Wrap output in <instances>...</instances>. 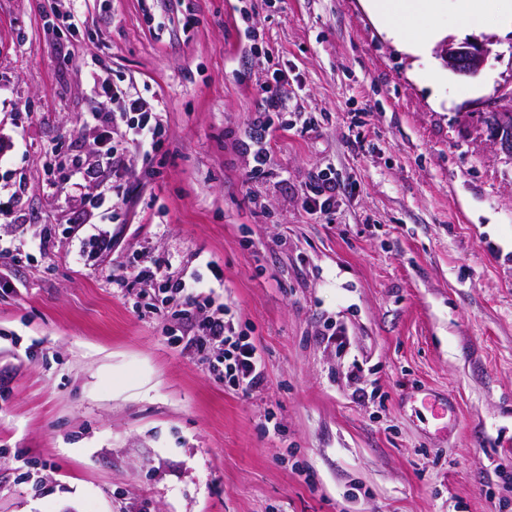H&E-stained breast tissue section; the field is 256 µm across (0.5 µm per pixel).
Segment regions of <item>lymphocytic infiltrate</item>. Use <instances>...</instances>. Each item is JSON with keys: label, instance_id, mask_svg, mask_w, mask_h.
<instances>
[{"label": "lymphocytic infiltrate", "instance_id": "f902f5d3", "mask_svg": "<svg viewBox=\"0 0 512 512\" xmlns=\"http://www.w3.org/2000/svg\"><path fill=\"white\" fill-rule=\"evenodd\" d=\"M99 105L86 120L97 132L98 148L92 158L79 167L81 177L97 180L98 188L90 201L98 210L99 218H116L128 199V178L131 156L141 151L151 154L158 149L163 132V114L158 100L146 99L135 87L121 86L102 80L95 87ZM122 101V111L112 109L113 101ZM282 105L277 92L265 98L263 113L249 124L245 149L253 156L256 166L264 164V146L273 127L272 112ZM171 261L163 260L149 266H130L119 278L121 287L140 286L153 289L163 308L175 311L195 307L203 316L196 331L187 335L186 348L218 349L219 354L209 366L216 379L225 380L234 390L251 394L263 386L265 374L257 347L246 337L234 335L226 320L224 306H212L209 298L198 289V278L193 273L173 274Z\"/></svg>", "mask_w": 512, "mask_h": 512}]
</instances>
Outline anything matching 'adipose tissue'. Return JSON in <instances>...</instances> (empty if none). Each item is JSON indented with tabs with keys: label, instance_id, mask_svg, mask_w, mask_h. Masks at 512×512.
Segmentation results:
<instances>
[{
	"label": "adipose tissue",
	"instance_id": "ef3b65f1",
	"mask_svg": "<svg viewBox=\"0 0 512 512\" xmlns=\"http://www.w3.org/2000/svg\"><path fill=\"white\" fill-rule=\"evenodd\" d=\"M444 0H363L362 5L377 26L399 50L414 56L427 55L444 33L424 27L425 19L438 14Z\"/></svg>",
	"mask_w": 512,
	"mask_h": 512
}]
</instances>
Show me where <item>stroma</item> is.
Returning a JSON list of instances; mask_svg holds the SVG:
<instances>
[{"label":"stroma","mask_w":512,"mask_h":512,"mask_svg":"<svg viewBox=\"0 0 512 512\" xmlns=\"http://www.w3.org/2000/svg\"><path fill=\"white\" fill-rule=\"evenodd\" d=\"M69 7L0 0V512H512V155L484 119L512 107V29L428 18L491 43L468 76L361 0H87L77 30ZM99 64L167 117L94 226L72 173ZM166 259L214 288L264 386L177 343L197 311L113 288ZM269 95L265 98V107L259 115L250 121L247 140L244 141L245 150L252 153L255 165L251 169L252 174H257L264 165L263 147L268 142L270 131L273 127V121L268 114L276 112L280 109L282 102L277 91L266 90ZM335 193L336 185L331 182H325L316 193H313V195H304L303 205L314 213H322L325 211L327 206L330 205V201ZM323 196L325 198L321 201V197Z\"/></svg>","instance_id":"obj_1"}]
</instances>
